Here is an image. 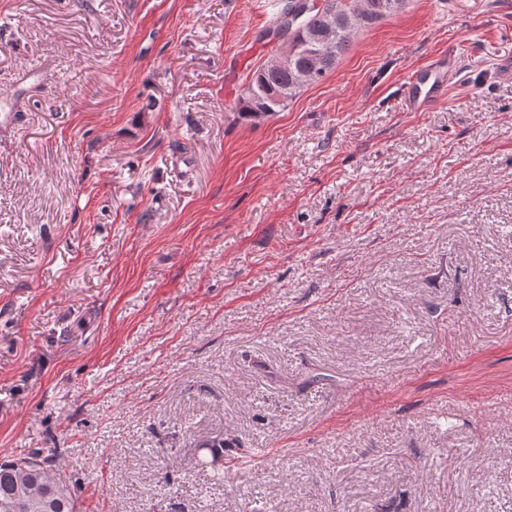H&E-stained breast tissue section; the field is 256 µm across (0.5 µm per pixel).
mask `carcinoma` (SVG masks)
<instances>
[{
	"mask_svg": "<svg viewBox=\"0 0 512 512\" xmlns=\"http://www.w3.org/2000/svg\"><path fill=\"white\" fill-rule=\"evenodd\" d=\"M402 0H323L311 5L301 24L288 31V65H260L248 75L234 110L244 118L270 116L300 89L330 71L356 31L398 10ZM0 512H79L71 486L56 480L47 459L32 452L0 460Z\"/></svg>",
	"mask_w": 512,
	"mask_h": 512,
	"instance_id": "carcinoma-1",
	"label": "carcinoma"
}]
</instances>
